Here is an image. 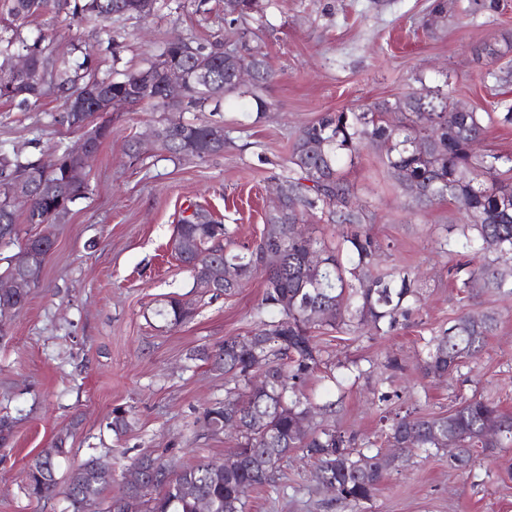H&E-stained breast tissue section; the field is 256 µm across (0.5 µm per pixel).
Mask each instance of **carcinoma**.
<instances>
[{
	"label": "carcinoma",
	"instance_id": "cac0c4a2",
	"mask_svg": "<svg viewBox=\"0 0 512 512\" xmlns=\"http://www.w3.org/2000/svg\"><path fill=\"white\" fill-rule=\"evenodd\" d=\"M139 0H0V70L11 66V54L26 44L19 27L32 16L51 8L69 9L74 16L138 17ZM257 11V0H224V17L229 23H247ZM255 29L243 27L234 38L237 57L224 60V51L206 47L193 40L175 36L162 43L160 53L142 70L151 74L153 84H135L138 70L104 76L94 70L95 51L84 48L83 61L74 67L36 40L28 47L30 74L11 88L0 87V100L15 102L21 108L36 103L46 86L53 88L61 109L52 113L54 125L82 129L92 125L89 136L98 147L108 138L110 125L95 122L97 112L88 109L78 116L67 110L69 98L76 92L102 87L112 98L130 101L134 106L146 103L166 105L162 83L166 71L179 68L185 74V98L199 109L209 103L237 104L249 93L256 111L264 112L268 103L257 91L275 78L266 55L258 45ZM512 52V42L485 43L476 54L491 60ZM207 69L208 80L199 79L196 68ZM254 72L253 81L243 87L236 83L239 69ZM433 103L431 111L420 107V100ZM398 111L396 121L385 114ZM497 122L512 125V103L503 100L490 112L456 111L448 103V93L440 88H423L394 103L383 102L360 112L341 110L324 113L316 122L302 127L295 138L286 167L279 175L288 192L277 213L267 217L261 241L281 253L282 268L269 274L261 304L257 308L254 336L267 342L255 348L251 337L224 340L201 359L212 369L231 376L244 385L241 392H228L224 402L203 412L205 422L221 429L226 416L237 413L242 429L237 432V448L225 455L221 468L199 460L177 469L159 458L142 456L135 460L144 472L164 471L166 475L149 478L129 489L133 498L146 490L156 492L148 512H198L202 495L215 504V512H244L238 488L244 483L266 487L280 462L288 453L301 448L316 465L315 480L336 485V499L357 506L368 501L380 484L387 465L385 455H366L351 449V439L331 428H310L299 432V425L310 410L298 395L299 383L319 369L322 359L314 343L312 329L321 324L323 311L330 313L328 324L341 326L353 319L388 332L398 318L419 301L414 279L407 273L397 275L371 272L378 244L365 231L355 229L331 246L318 244L305 236L298 224L308 212H318L329 224H361L364 208L354 202L356 188L344 175L342 165L354 163L362 148L375 142L387 145L386 166L405 188L415 183L424 190L418 201L424 204L450 199L460 204L467 222L460 225L458 237L446 241L448 251L473 250L482 257L479 264L453 268L462 276V285L483 280L489 288H507L512 292V154L476 153L472 144L484 136L487 125ZM224 127L208 121L163 124L158 143L170 157L204 159L224 152ZM80 164L78 157L60 146L47 162L22 158L15 150L0 144V240L17 236L16 202L10 186L18 179L31 178L29 200L24 203L28 224H46L56 199L50 183L64 179L65 170ZM199 221L183 217L176 227L174 250L191 272L193 287L209 293V266L230 262L239 271L234 284H224L231 295L257 271L258 255L230 249L231 236L223 224L198 214ZM323 256V263L307 261L308 249ZM277 313L271 319L268 313ZM191 306L172 298L158 311L172 326L188 321ZM490 315L465 314L458 317L441 335L429 341L424 369L427 375L443 379L453 375L465 360L477 357L492 332ZM265 364L273 381L267 389L250 386L252 368ZM496 424L498 435H484V428ZM413 435L415 448H446L455 441L454 460L461 469L470 466L473 448L512 446V415L493 402L477 397L465 398L448 413L414 417L407 414L396 420L387 435L388 446L400 448L406 436ZM55 459L35 458L28 465V495L35 499L72 493V512L79 496L99 498L106 482L92 480L76 466L70 469L64 488L58 487Z\"/></svg>",
	"mask_w": 512,
	"mask_h": 512
}]
</instances>
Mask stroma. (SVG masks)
Returning a JSON list of instances; mask_svg holds the SVG:
<instances>
[{"label": "stroma", "mask_w": 512, "mask_h": 512, "mask_svg": "<svg viewBox=\"0 0 512 512\" xmlns=\"http://www.w3.org/2000/svg\"><path fill=\"white\" fill-rule=\"evenodd\" d=\"M429 3L273 0L259 33L276 73L263 91L264 115L248 101L213 112L145 104L111 113L112 134L84 171L83 195L52 228L55 246L37 286L21 309L0 317V418L12 423L0 447V512H62V498L39 501L26 491L29 463L61 433L68 439L58 480L93 454L112 468L96 512L123 494L138 457L178 467L223 462L236 436L208 431L203 411L223 401L231 383L197 354L252 335L264 277L231 296L202 295L174 251V228L199 209L226 225L235 248L254 245L273 207L275 173L298 130L323 113L443 84L451 102L477 112L512 100V55L490 64L474 55L512 34V0H448L446 17L430 29ZM176 35L206 45L233 40L224 0H160L154 15L120 22L52 10L21 29L26 41L45 37L69 57L75 46L94 47L105 73L144 66ZM59 106L49 90L28 110L0 100V143L32 160L60 143L75 146L85 133L52 124ZM199 118L223 124V153L177 160L153 146L140 159L128 156V143L148 140L160 124ZM385 154L384 145L366 146L343 173L379 245L376 268L411 274L421 301L387 333L317 329L325 367L301 386L315 406L311 425L353 437L367 454L386 448L400 417L443 414L463 398L480 395L512 414V294L460 287L440 244L457 237L461 211L449 200L418 203L389 178ZM173 297L193 309L176 327L156 315ZM485 312L497 325L482 353L450 378L427 376V342L461 314ZM117 408L131 422L119 437L107 427ZM313 473L301 452L290 453L272 486L247 493L245 512H512V447L476 449L466 472L447 449L411 450L356 507L317 489Z\"/></svg>", "instance_id": "35a3bbf8"}]
</instances>
